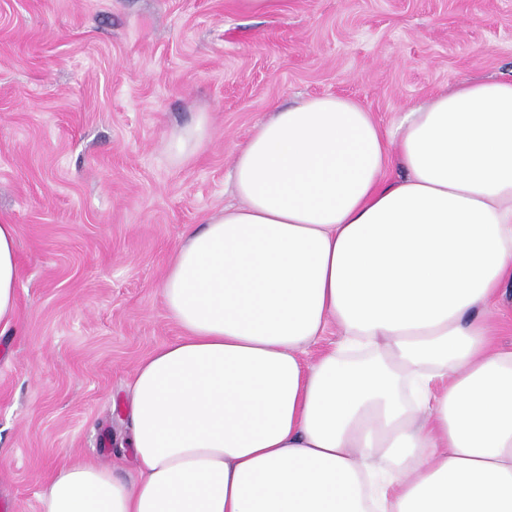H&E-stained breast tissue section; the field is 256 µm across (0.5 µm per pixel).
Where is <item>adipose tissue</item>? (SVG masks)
<instances>
[{"mask_svg": "<svg viewBox=\"0 0 512 512\" xmlns=\"http://www.w3.org/2000/svg\"><path fill=\"white\" fill-rule=\"evenodd\" d=\"M231 181L161 284L183 335L136 371L137 478L67 465L41 512H512V348L477 315L512 283V79L388 129L339 96L274 109ZM18 282L0 224V329Z\"/></svg>", "mask_w": 512, "mask_h": 512, "instance_id": "adipose-tissue-1", "label": "adipose tissue"}]
</instances>
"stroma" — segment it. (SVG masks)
<instances>
[{"label": "stroma", "instance_id": "1", "mask_svg": "<svg viewBox=\"0 0 512 512\" xmlns=\"http://www.w3.org/2000/svg\"><path fill=\"white\" fill-rule=\"evenodd\" d=\"M512 77V0H0V223L18 318L0 333V506L41 512L81 460L130 478L134 374L181 335L160 288L233 204L273 107L350 97L382 127L460 82ZM206 114L189 161L172 129Z\"/></svg>", "mask_w": 512, "mask_h": 512}]
</instances>
